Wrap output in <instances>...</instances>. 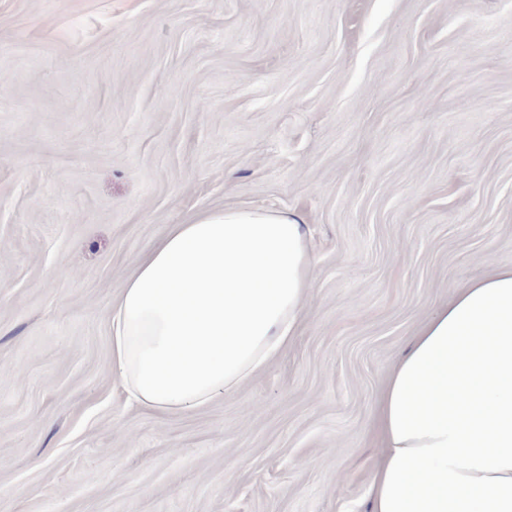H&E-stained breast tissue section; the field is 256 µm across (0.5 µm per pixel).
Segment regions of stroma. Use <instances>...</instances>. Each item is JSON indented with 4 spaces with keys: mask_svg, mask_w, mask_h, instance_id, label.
Here are the masks:
<instances>
[{
    "mask_svg": "<svg viewBox=\"0 0 512 512\" xmlns=\"http://www.w3.org/2000/svg\"><path fill=\"white\" fill-rule=\"evenodd\" d=\"M0 512H371L377 402L512 265V0H0ZM299 214L288 345L181 415L110 308L169 225Z\"/></svg>",
    "mask_w": 512,
    "mask_h": 512,
    "instance_id": "obj_1",
    "label": "stroma"
}]
</instances>
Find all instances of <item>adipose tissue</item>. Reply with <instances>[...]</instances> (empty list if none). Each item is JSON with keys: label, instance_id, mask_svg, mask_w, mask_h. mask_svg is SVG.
Here are the masks:
<instances>
[{"label": "adipose tissue", "instance_id": "1", "mask_svg": "<svg viewBox=\"0 0 512 512\" xmlns=\"http://www.w3.org/2000/svg\"><path fill=\"white\" fill-rule=\"evenodd\" d=\"M312 269L305 224L287 211L205 209L169 226L111 304L124 392L167 415L233 393L293 337ZM379 427L372 512H512V266L420 329Z\"/></svg>", "mask_w": 512, "mask_h": 512}]
</instances>
